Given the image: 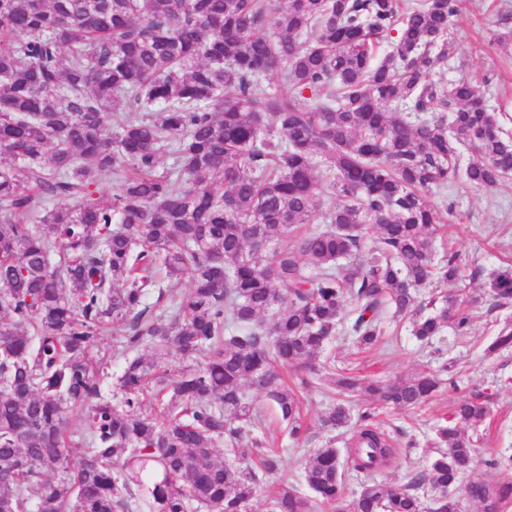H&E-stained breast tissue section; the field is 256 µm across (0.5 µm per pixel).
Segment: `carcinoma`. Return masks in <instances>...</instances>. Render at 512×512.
I'll use <instances>...</instances> for the list:
<instances>
[{"label":"carcinoma","instance_id":"cac0c4a2","mask_svg":"<svg viewBox=\"0 0 512 512\" xmlns=\"http://www.w3.org/2000/svg\"><path fill=\"white\" fill-rule=\"evenodd\" d=\"M463 3L0 0L1 503L248 512L279 459L258 436L252 458L239 454L258 421L245 388L274 402L298 441L309 430L301 393L328 384L340 400L322 427L351 432L346 455L330 441L317 449L302 477L310 494L286 483L267 512H421L425 499L431 512H462L455 489L492 395L460 399L428 472L394 487L374 477L394 461L393 440L369 412L350 426V394L411 410L461 371L446 360L363 385L319 354L340 333L381 342L387 307L411 316L425 344L447 327L469 335L466 288L417 297L458 280L455 252L433 261L428 190L512 179V141L484 105L490 78L432 79L454 57ZM278 70L280 85H264ZM462 143L474 151L463 169ZM318 213L329 227L299 232ZM368 229L377 246L362 257ZM489 294L512 301L511 266ZM111 323L124 334L109 398L86 354ZM511 345L507 321L489 350ZM147 349L184 371L169 380ZM201 353L203 365L186 364ZM77 406L87 414L69 418ZM74 436L86 443L77 460ZM51 471L63 477L43 479ZM347 476L362 482L356 498ZM464 492L480 512L512 508L511 479Z\"/></svg>","mask_w":512,"mask_h":512}]
</instances>
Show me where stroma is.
<instances>
[{
    "mask_svg": "<svg viewBox=\"0 0 512 512\" xmlns=\"http://www.w3.org/2000/svg\"><path fill=\"white\" fill-rule=\"evenodd\" d=\"M510 14L512 0H465L455 30L456 62L443 70L442 77L448 82L463 72L491 77L488 103H506L504 129L512 135V48L504 51L489 44L490 37L501 31L504 16ZM428 199L438 210H454L451 234L447 240H434L432 249L438 257L447 250L459 257L460 276L471 297L473 321L469 336L461 338L448 329L434 345L425 346L413 336L409 319L390 318L385 323L391 338L388 346L362 351L352 342L339 339L328 350L335 353L338 367L352 369L364 379L394 380L433 368L446 359L457 361L467 390L494 396L492 422L476 447V463L468 474L469 479L494 484L502 480L503 474L487 467L486 459L502 452L512 454V351L490 355L486 348L499 323L512 318V304L494 307L488 286L492 272L512 261V181L488 189H435L429 192ZM247 396L258 405L261 427L273 435V446L279 454L278 471L260 486L250 503V512H267L269 498L280 483L300 482L311 449L330 439L341 449L346 439L329 437L320 426L331 404L329 390L304 395L311 429L307 439L297 443L289 439L272 403L252 390ZM460 397L461 392L444 386L425 407L410 411L379 406L364 394L353 398L352 416L372 413L398 448L392 466L378 472L379 481L400 486L427 470L433 455V429Z\"/></svg>",
    "mask_w": 512,
    "mask_h": 512,
    "instance_id": "35a3bbf8",
    "label": "stroma"
}]
</instances>
